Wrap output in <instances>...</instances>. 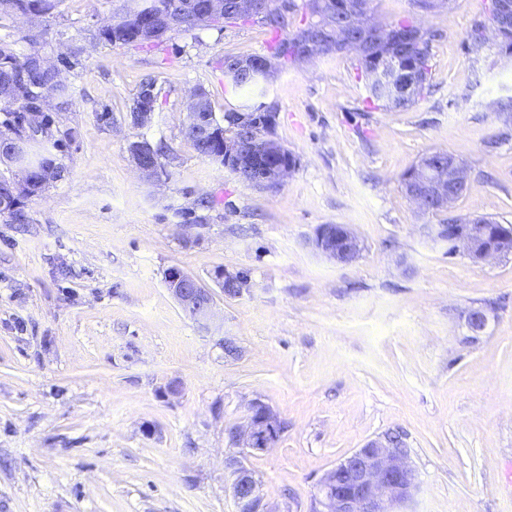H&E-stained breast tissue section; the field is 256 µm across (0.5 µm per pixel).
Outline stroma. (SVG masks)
I'll list each match as a JSON object with an SVG mask.
<instances>
[{
	"label": "stroma",
	"mask_w": 512,
	"mask_h": 512,
	"mask_svg": "<svg viewBox=\"0 0 512 512\" xmlns=\"http://www.w3.org/2000/svg\"><path fill=\"white\" fill-rule=\"evenodd\" d=\"M487 3L371 0L379 23L436 34L430 89L405 108L367 104L351 54L277 70L264 101L297 165L274 191L184 136L194 90L219 118L245 102L224 60L268 54L261 25L113 46L97 32L125 0L0 13V38L38 45L73 91L50 113L73 133L55 151L63 178L28 201L29 223L0 216V512H237L225 435L255 399L285 423L248 460L273 512H308L322 474L388 432L417 473L405 512H512V256L473 264L425 232L452 216L512 224V59L468 38ZM149 81L156 109L136 127ZM141 139L166 147L161 182L135 167ZM438 150L468 187L425 215L401 177ZM202 196L213 206L196 223ZM321 224L350 225L361 256L313 250ZM172 267L212 288L209 328L169 292ZM219 269L246 274L242 294L215 288ZM480 306L494 314L474 339L465 316ZM157 98L158 94L155 92V86L153 82H148L141 87V90L133 99L132 105L130 106V115L133 125L135 116L138 112H140L137 119L138 126L142 127L150 123L154 112L142 111H145L148 108L155 110Z\"/></svg>",
	"instance_id": "obj_1"
}]
</instances>
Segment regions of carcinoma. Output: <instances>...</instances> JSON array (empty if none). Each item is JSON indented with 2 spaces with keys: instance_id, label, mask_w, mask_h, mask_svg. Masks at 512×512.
Listing matches in <instances>:
<instances>
[{
  "instance_id": "cac0c4a2",
  "label": "carcinoma",
  "mask_w": 512,
  "mask_h": 512,
  "mask_svg": "<svg viewBox=\"0 0 512 512\" xmlns=\"http://www.w3.org/2000/svg\"><path fill=\"white\" fill-rule=\"evenodd\" d=\"M57 0H0V13L11 12L17 15L37 14L39 16L49 13L56 7ZM126 10H121L112 25L102 27L98 36L112 45H143L137 37L135 26L121 22ZM42 56L40 49L31 47L26 54H19L14 44L0 41V85L12 84V95L8 98L0 97V112H4L12 119L9 124L18 126L29 112L37 113L36 123L39 131V141L53 140L52 120L44 113V105L48 99L57 100L56 108L61 110L68 105L71 99V89L64 80H59L47 70L36 63ZM158 93L155 92L154 83L148 82L141 87L130 106V115L146 109L156 107ZM234 112L224 113V121L214 120L212 134L203 140L193 137L190 130H185V136L191 140L195 151L206 156L220 149L224 142V135H236ZM64 167L58 162L56 156L48 149L43 148L40 159L35 161V168L30 173L28 184L16 189V192L7 196L0 215L10 218L16 223H25L29 216L25 211L26 201L44 191L51 183L62 178Z\"/></svg>"
}]
</instances>
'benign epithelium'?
Listing matches in <instances>:
<instances>
[{
	"instance_id": "obj_1",
	"label": "benign epithelium",
	"mask_w": 512,
	"mask_h": 512,
	"mask_svg": "<svg viewBox=\"0 0 512 512\" xmlns=\"http://www.w3.org/2000/svg\"><path fill=\"white\" fill-rule=\"evenodd\" d=\"M202 19L224 18L223 0H187ZM319 14L308 23L302 38L294 44V58L308 61L324 54L323 34L328 28L327 16L336 15L343 22L361 20L356 31L346 27L338 32V46L359 58L372 57L378 45L390 49L388 59L375 65L369 72V89L381 92L393 100L411 99L418 85L414 66L406 56L418 40L413 28L383 25L370 18L368 0H350L334 4L318 0ZM498 14V25L476 26L478 43L498 40L497 27L506 26L512 19V0H493ZM290 0H282L272 10L268 0H233L232 12L250 22H263L272 12L287 18ZM125 18L140 28V37L154 38L163 30L176 27V19L155 12L140 0H133ZM224 70L255 76L266 83L274 76L277 63L273 58L255 61L237 58L228 62ZM202 101L192 96L188 121L191 129L199 131L209 120L201 112ZM237 124L245 131L239 138H224V150L210 159L233 169V174L249 185L273 190L279 188L295 168L288 160L289 151L275 137L276 109L270 105L264 112H242L236 115ZM29 139L21 130L11 137L0 135V158L8 161L20 174V183L27 182L31 159ZM136 169L146 179H160L163 175L160 159L148 144H142L132 153ZM467 188V176L457 159L441 152L420 160L415 172L404 184L406 196L423 213L438 208H450ZM426 235L436 243L448 246L453 256H461L475 264L489 263L512 255V226L495 227L491 224L468 222L463 224H426ZM313 249L339 263L348 264L360 257L363 245L347 224H321L309 240ZM166 285L180 307L202 328L209 326L214 316V296L194 276L178 267L165 272ZM489 311L473 308L466 322L471 336L481 335L488 323ZM285 426L262 401L255 399L248 406L245 422L229 430V447L233 454L225 461L230 489L239 512H274L260 490V483L248 465V458L263 453L273 446ZM417 488L416 472L409 460L408 450L400 447L390 433L366 443L340 460L317 481L310 512H397L396 507L408 501Z\"/></svg>"
}]
</instances>
